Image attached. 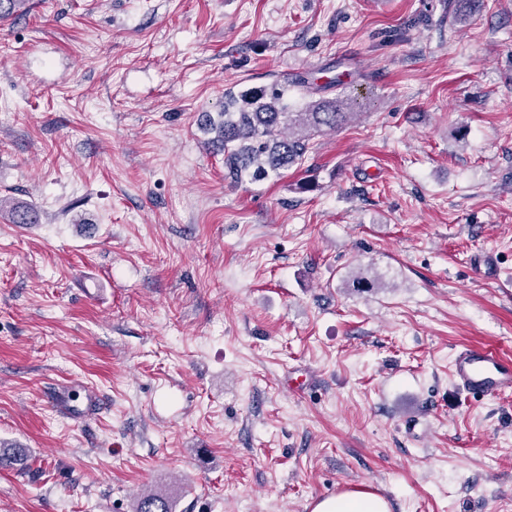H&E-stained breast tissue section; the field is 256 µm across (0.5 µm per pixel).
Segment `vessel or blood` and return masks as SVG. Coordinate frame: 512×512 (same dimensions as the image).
<instances>
[{"instance_id": "b4317fda", "label": "vessel or blood", "mask_w": 512, "mask_h": 512, "mask_svg": "<svg viewBox=\"0 0 512 512\" xmlns=\"http://www.w3.org/2000/svg\"><path fill=\"white\" fill-rule=\"evenodd\" d=\"M454 384L466 395L488 397L512 392V360L492 348L457 350L450 362ZM48 400L66 414L80 415L93 411L98 399L92 390L73 381L59 391H51Z\"/></svg>"}]
</instances>
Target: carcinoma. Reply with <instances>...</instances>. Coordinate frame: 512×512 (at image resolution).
<instances>
[{"mask_svg":"<svg viewBox=\"0 0 512 512\" xmlns=\"http://www.w3.org/2000/svg\"><path fill=\"white\" fill-rule=\"evenodd\" d=\"M318 86L302 74L284 77L236 96L224 95V112L210 124L214 137L208 146L224 153V177L234 182L247 175L262 181L303 161L311 150V136L335 130L354 116L350 97L320 98L293 112L288 91L305 98ZM26 458L24 448L0 450V468L17 465ZM134 512H171L169 500L158 493L140 496Z\"/></svg>","mask_w":512,"mask_h":512,"instance_id":"obj_1","label":"carcinoma"}]
</instances>
